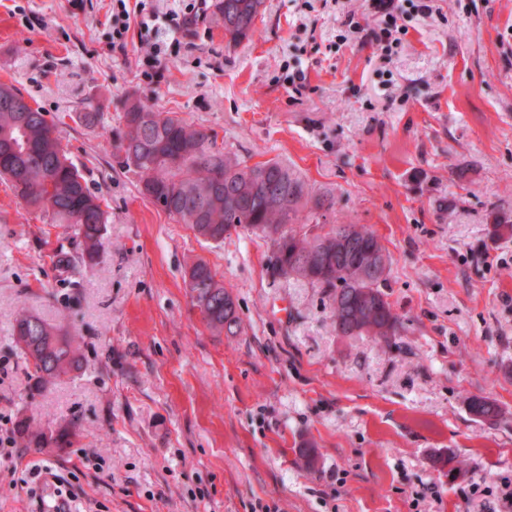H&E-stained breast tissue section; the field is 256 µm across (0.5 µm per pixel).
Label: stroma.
Returning <instances> with one entry per match:
<instances>
[{
    "label": "stroma",
    "mask_w": 512,
    "mask_h": 512,
    "mask_svg": "<svg viewBox=\"0 0 512 512\" xmlns=\"http://www.w3.org/2000/svg\"><path fill=\"white\" fill-rule=\"evenodd\" d=\"M366 0H264L227 44L217 16L186 29L147 81L111 52L110 0H0V83L54 116L103 201L105 253L82 252L0 178V512H500L512 493V0H431L391 56L341 41ZM302 69L295 90L288 69ZM213 130L254 164L278 159L336 198V223L390 255V341L337 335L327 293L267 272L246 231L196 237L144 198L112 148L128 97ZM109 115L78 120L86 99ZM224 277L240 329L206 327L185 273ZM63 323L83 371L31 392L11 342L21 313ZM484 395L496 422L468 410ZM76 424L30 448L18 421Z\"/></svg>",
    "instance_id": "35a3bbf8"
}]
</instances>
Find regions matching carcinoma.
<instances>
[{
  "label": "carcinoma",
  "instance_id": "1",
  "mask_svg": "<svg viewBox=\"0 0 512 512\" xmlns=\"http://www.w3.org/2000/svg\"><path fill=\"white\" fill-rule=\"evenodd\" d=\"M263 0H216L214 12L224 27L227 42L238 44L251 37ZM123 127L114 148L123 154L126 168L140 182L141 194L177 223L187 224L205 240L225 239L238 230L263 225L259 237L270 243L272 274L285 280H302L330 292L332 324L336 334L387 340L399 326L387 294L386 279L373 267L387 269L389 254L377 237L360 224H336L326 235L310 242L307 235L279 233L282 224L306 228L326 223L335 206L328 191L315 189L287 163L270 159L247 165L216 147V135L171 112H155L138 100H127ZM39 106H32L12 84L0 83V176L11 182L14 194L28 206L51 216L54 224H69L83 243L77 258L60 259L73 273L85 261L101 257L106 211L86 184L82 169L68 157L58 125ZM162 149L168 160L155 167L141 162ZM344 242L337 241V238ZM187 275L191 298L206 325L233 336L239 328L236 304L223 278L205 261L191 265ZM13 339L32 370L37 391L60 382L81 369L79 348L70 333L36 315L16 319ZM470 413L487 422L496 420L499 408L482 395L468 402ZM18 431L37 448H68L76 443L73 426L50 433L33 430L24 421Z\"/></svg>",
  "mask_w": 512,
  "mask_h": 512
}]
</instances>
